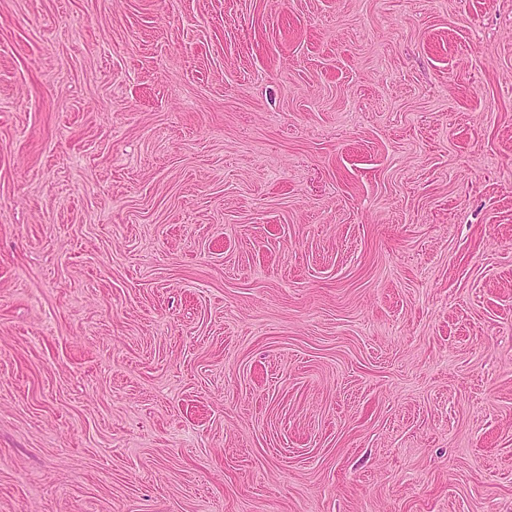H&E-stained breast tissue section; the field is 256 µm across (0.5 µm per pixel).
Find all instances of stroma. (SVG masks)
I'll list each match as a JSON object with an SVG mask.
<instances>
[{
  "mask_svg": "<svg viewBox=\"0 0 512 512\" xmlns=\"http://www.w3.org/2000/svg\"><path fill=\"white\" fill-rule=\"evenodd\" d=\"M0 512H512V0H0Z\"/></svg>",
  "mask_w": 512,
  "mask_h": 512,
  "instance_id": "obj_1",
  "label": "stroma"
}]
</instances>
